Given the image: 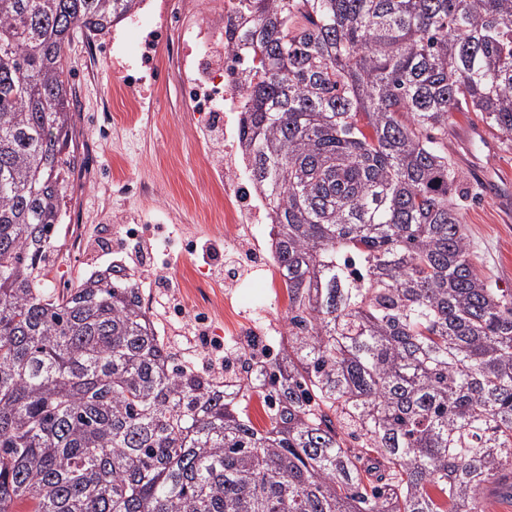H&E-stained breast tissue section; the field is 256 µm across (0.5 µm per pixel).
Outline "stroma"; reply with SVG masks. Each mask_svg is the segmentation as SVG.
Returning <instances> with one entry per match:
<instances>
[{
  "mask_svg": "<svg viewBox=\"0 0 512 512\" xmlns=\"http://www.w3.org/2000/svg\"><path fill=\"white\" fill-rule=\"evenodd\" d=\"M163 21L148 6L139 18L103 36L75 39L71 46L77 127L83 133L100 132L101 137L95 155L81 158L68 204L72 223L84 227V248L75 257L60 253L50 277L60 284L120 266L153 300L156 328L177 361L220 376L224 367L212 358L213 344L237 355L264 356L267 345L277 343V332L270 327L264 337L254 336L250 322L257 312L280 318L287 309L274 305L272 290L256 267L246 265L218 276L190 248L199 240L224 239V192L208 180L210 174L224 172V145L237 115L225 112L217 124L197 126L180 104L163 53L143 73L139 88L125 87L124 58L138 56L149 30ZM135 100L141 111H132ZM448 152L469 191L460 201V213L478 266L499 287L512 289V146L477 113L457 112L448 120ZM90 163L101 175L94 185L85 179ZM131 227L148 237L177 229L164 273L175 285L181 313L158 305L159 291L148 285L144 267L135 259L139 243L124 235ZM193 279L205 280L216 294H231L235 305L234 311L209 318L203 336L194 333L204 301L202 294L187 288Z\"/></svg>",
  "mask_w": 512,
  "mask_h": 512,
  "instance_id": "1",
  "label": "stroma"
}]
</instances>
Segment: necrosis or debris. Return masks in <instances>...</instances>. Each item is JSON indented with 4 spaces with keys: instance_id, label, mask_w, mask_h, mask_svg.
<instances>
[{
    "instance_id": "4bbe7bcc",
    "label": "necrosis or debris",
    "mask_w": 512,
    "mask_h": 512,
    "mask_svg": "<svg viewBox=\"0 0 512 512\" xmlns=\"http://www.w3.org/2000/svg\"><path fill=\"white\" fill-rule=\"evenodd\" d=\"M172 15L186 18L187 26L177 37L168 32H152L140 55L141 65H149L155 41L164 39L175 63L184 106L209 122L221 112L241 109L244 91L243 70L249 65L243 50L224 44L230 21L241 12L238 0H219L216 8L200 13L196 0H167ZM231 157L224 167V245L244 246L252 236L249 215L257 208L258 194L253 188L246 160L238 143L230 145Z\"/></svg>"
}]
</instances>
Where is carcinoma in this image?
Segmentation results:
<instances>
[{
  "label": "carcinoma",
  "instance_id": "carcinoma-1",
  "mask_svg": "<svg viewBox=\"0 0 512 512\" xmlns=\"http://www.w3.org/2000/svg\"><path fill=\"white\" fill-rule=\"evenodd\" d=\"M142 0H0V512H486L512 503V292L476 266L448 119L512 143V0H241L240 147L288 340L175 362L127 274L47 279L69 52ZM263 400L268 427L245 411Z\"/></svg>",
  "mask_w": 512,
  "mask_h": 512
}]
</instances>
